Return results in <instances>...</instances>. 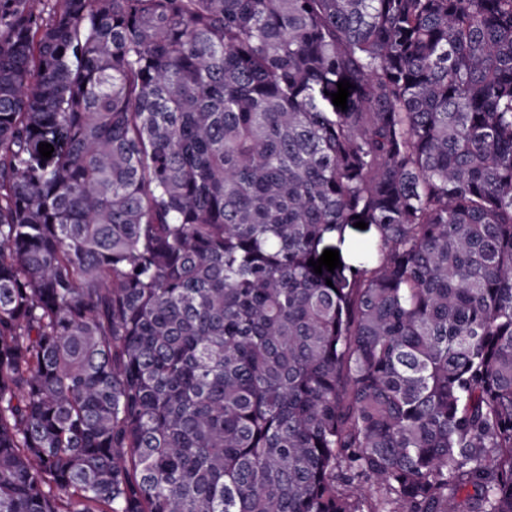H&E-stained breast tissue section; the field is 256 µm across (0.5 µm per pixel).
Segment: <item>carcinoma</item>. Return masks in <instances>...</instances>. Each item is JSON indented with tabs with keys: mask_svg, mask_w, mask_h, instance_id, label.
<instances>
[{
	"mask_svg": "<svg viewBox=\"0 0 512 512\" xmlns=\"http://www.w3.org/2000/svg\"><path fill=\"white\" fill-rule=\"evenodd\" d=\"M0 512H512V0H0ZM372 235L373 229H360L355 228L353 225L352 227L348 228V239L344 246L343 244H339V242L336 243L331 241L323 244L321 247L338 250L339 259L346 264H349L348 262H354L357 264L363 259V256L361 252L356 248V244L370 239Z\"/></svg>",
	"mask_w": 512,
	"mask_h": 512,
	"instance_id": "cac0c4a2",
	"label": "carcinoma"
}]
</instances>
